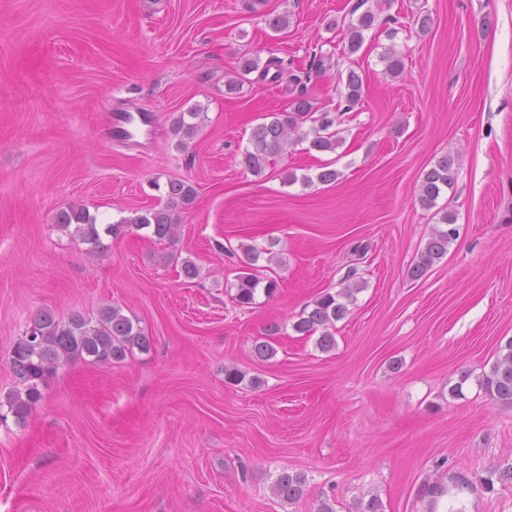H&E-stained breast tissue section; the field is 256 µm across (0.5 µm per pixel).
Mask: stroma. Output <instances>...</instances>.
<instances>
[{
	"label": "stroma",
	"mask_w": 512,
	"mask_h": 512,
	"mask_svg": "<svg viewBox=\"0 0 512 512\" xmlns=\"http://www.w3.org/2000/svg\"><path fill=\"white\" fill-rule=\"evenodd\" d=\"M357 4L0 0V397L38 311L112 305L152 342L69 364L24 423L0 422V512H359L373 498L432 512L435 484L448 512H512V406L478 384L512 340V0H368L375 25L352 55ZM388 48L400 77L383 72ZM245 54L297 72L322 57L307 84L321 109L344 95L340 73L361 75L336 152L293 137L262 175L245 170L252 128L292 99L287 82L239 75ZM192 107L202 122L183 141L174 122ZM116 111L148 115L150 135L112 142ZM444 155L454 184L424 208L420 176ZM328 162L333 185L301 183ZM171 179L196 191L174 241L135 229L94 249L55 221L75 205L116 223L165 203ZM443 210L459 236L412 278ZM244 245L278 282L247 307L230 290ZM354 283L321 352L294 325ZM284 469L306 479L292 502L272 493Z\"/></svg>",
	"instance_id": "35a3bbf8"
}]
</instances>
